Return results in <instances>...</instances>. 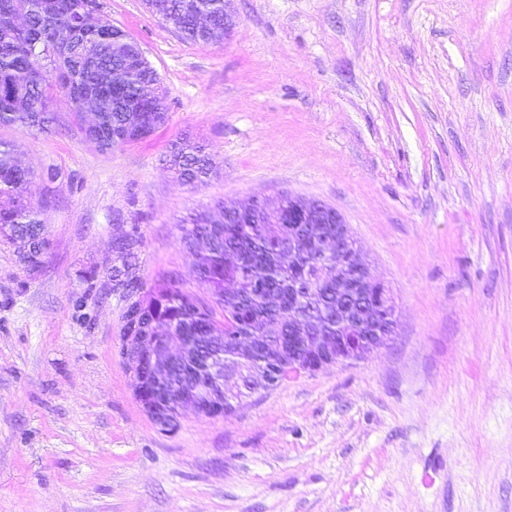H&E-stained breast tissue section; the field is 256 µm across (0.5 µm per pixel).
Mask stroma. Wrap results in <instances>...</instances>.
Instances as JSON below:
<instances>
[{"mask_svg":"<svg viewBox=\"0 0 512 512\" xmlns=\"http://www.w3.org/2000/svg\"><path fill=\"white\" fill-rule=\"evenodd\" d=\"M98 3L167 120L109 150L62 104L51 134L0 124L52 202L37 271L0 243V512H512V0H228L208 44L144 0ZM180 139L207 146L206 184L167 167ZM285 193L341 215L394 336L161 429L113 268L209 303L184 225Z\"/></svg>","mask_w":512,"mask_h":512,"instance_id":"obj_1","label":"stroma"}]
</instances>
